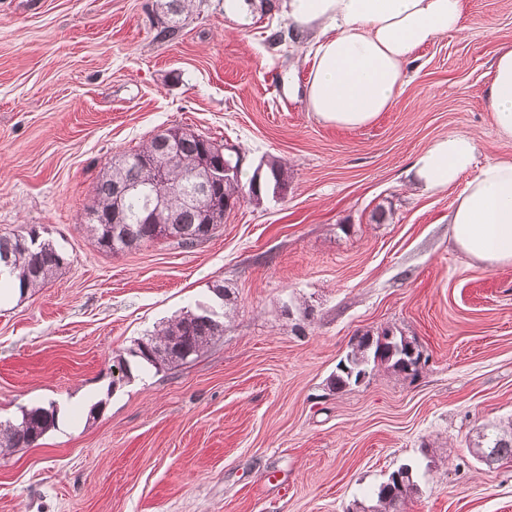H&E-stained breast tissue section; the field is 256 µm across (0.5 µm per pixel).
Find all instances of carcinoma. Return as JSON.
I'll list each match as a JSON object with an SVG mask.
<instances>
[{
	"mask_svg": "<svg viewBox=\"0 0 512 512\" xmlns=\"http://www.w3.org/2000/svg\"><path fill=\"white\" fill-rule=\"evenodd\" d=\"M191 0H167L166 13L171 15L173 25L164 28L160 35L167 38L176 34L175 22L187 10ZM169 151L162 137L156 135L139 148L124 152L112 158L110 166L103 172L96 185L95 198L88 213L95 214L91 224L98 246L112 253L130 249L150 241L152 225L144 223L149 198L144 193L129 196L118 204L113 197L114 183L131 181L142 187L152 179V168L143 163L146 157L163 158ZM208 153L205 137L189 133L178 140L176 155L180 163L172 171L174 184L188 185V175L198 166ZM256 175H251L248 182L241 183V172L231 175L224 182V201L209 212H201L189 206L178 196L170 199L163 212L166 225L185 233V238L177 244L192 248L199 243L198 236L207 232L208 226H217L224 222L228 205L254 193ZM288 166L276 158L267 160L264 168L259 193L281 194L282 187L289 184ZM0 262L9 268V275L18 280L20 290L43 287L48 280L65 264L67 259L60 248L50 239L45 245L34 250L19 247L17 236L0 237ZM224 335V323L206 313L186 311L162 325V328L145 336L137 342L134 356L141 362L156 369L162 366L183 364L187 361L182 354L164 353L154 358L145 355L142 343L156 338H173L184 340L190 355H198L215 337ZM411 342L403 336H396L389 328L376 333L366 331L354 337L351 348L343 358L350 372L336 371L328 379L331 388L341 390L358 383L359 374L366 369L370 372L385 365L398 372H407L409 367L403 365L408 358L406 349ZM57 409L54 406H34L23 411L22 418L28 420L29 427L23 423L8 422L0 424V449L29 448L37 444L34 436L42 437L56 426ZM487 447L494 452L492 462H512V421L508 425L493 427ZM416 489L413 469L404 465L392 472L387 481L377 491L375 512H404L403 506Z\"/></svg>",
	"mask_w": 512,
	"mask_h": 512,
	"instance_id": "obj_1",
	"label": "carcinoma"
}]
</instances>
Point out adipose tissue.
Returning <instances> with one entry per match:
<instances>
[{
    "label": "adipose tissue",
    "instance_id": "obj_1",
    "mask_svg": "<svg viewBox=\"0 0 512 512\" xmlns=\"http://www.w3.org/2000/svg\"><path fill=\"white\" fill-rule=\"evenodd\" d=\"M293 30L317 32L303 95L323 123L355 130L390 111L419 48L462 30L464 0H281ZM485 103L499 137L512 142V47L487 74ZM465 132L437 138L411 166L413 187L464 189L449 215L455 247L488 268L512 266V157L477 164Z\"/></svg>",
    "mask_w": 512,
    "mask_h": 512
}]
</instances>
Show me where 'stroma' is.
<instances>
[{"label": "stroma", "instance_id": "1", "mask_svg": "<svg viewBox=\"0 0 512 512\" xmlns=\"http://www.w3.org/2000/svg\"><path fill=\"white\" fill-rule=\"evenodd\" d=\"M464 6L392 109L345 130L307 112L313 56L278 11L242 23L193 0L162 40L160 0H0V237L35 226L69 257L43 288L0 292V420L61 411L0 454V512H371L405 464L406 512H512V466L472 452L512 421V266L454 248L461 186L410 188L451 131L477 138L478 163L512 156L482 96L512 0ZM170 127L235 148L247 177L283 159L287 193L242 200L192 248L102 251L85 210L107 163ZM200 308L224 333L198 357L113 384L117 357ZM386 326L416 370L331 390L352 338Z\"/></svg>", "mask_w": 512, "mask_h": 512}]
</instances>
